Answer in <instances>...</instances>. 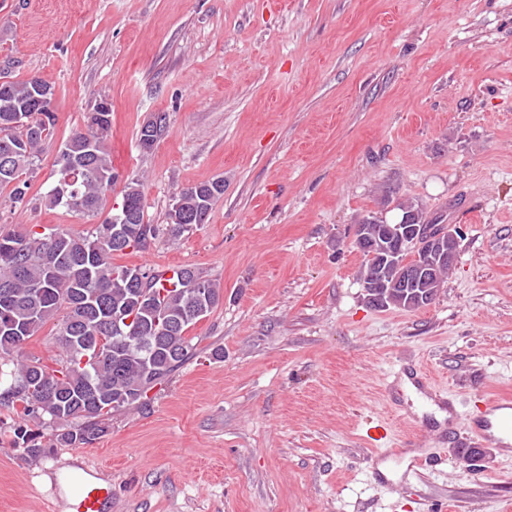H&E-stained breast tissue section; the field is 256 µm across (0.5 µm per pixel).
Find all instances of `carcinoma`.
<instances>
[{
  "label": "carcinoma",
  "mask_w": 512,
  "mask_h": 512,
  "mask_svg": "<svg viewBox=\"0 0 512 512\" xmlns=\"http://www.w3.org/2000/svg\"><path fill=\"white\" fill-rule=\"evenodd\" d=\"M38 83L31 77L0 84V107L10 108L0 111V187H11L18 203L30 189L24 175L38 168L57 120L54 112L29 111ZM111 128L112 113H88L87 132L74 133L58 151L55 182L44 195L47 206L84 214L100 210L118 179L107 147ZM223 195L219 178L182 189L172 202L195 213L196 220L177 224L168 216L172 236L207 223ZM122 203L136 209L134 219L116 226L109 217L87 234L26 226L0 233V409L16 416L4 432L30 458L45 454L46 428L55 429V441L64 448L104 437L112 412L141 403L194 355L189 327L223 299L220 286L196 267L174 270L167 288L159 270L114 264V254L144 250L159 233L158 225L145 221L141 183L124 185ZM397 209L411 224L433 223L415 200H404ZM359 224L366 239L383 233L374 214ZM378 272L376 260L369 259L361 279ZM451 272L443 263L419 287L436 296ZM380 273L392 282L400 267ZM130 316V324L112 331L113 321ZM50 322L60 354L47 365L24 355L23 346ZM101 332L110 336V349L88 351L82 338Z\"/></svg>",
  "instance_id": "carcinoma-1"
}]
</instances>
